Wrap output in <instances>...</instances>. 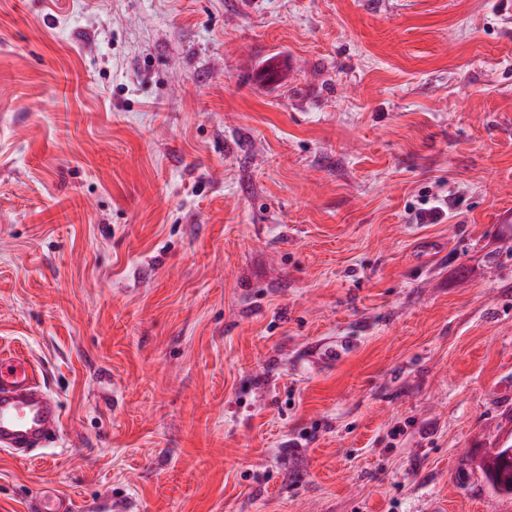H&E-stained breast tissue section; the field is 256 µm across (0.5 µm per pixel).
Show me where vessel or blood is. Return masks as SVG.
Instances as JSON below:
<instances>
[{
	"label": "vessel or blood",
	"instance_id": "b4317fda",
	"mask_svg": "<svg viewBox=\"0 0 512 512\" xmlns=\"http://www.w3.org/2000/svg\"><path fill=\"white\" fill-rule=\"evenodd\" d=\"M59 401L36 379L31 363L19 356H0V449L19 458L55 443L61 426ZM36 512H73L69 498L47 488Z\"/></svg>",
	"mask_w": 512,
	"mask_h": 512
}]
</instances>
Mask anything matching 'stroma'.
I'll use <instances>...</instances> for the list:
<instances>
[{
  "instance_id": "stroma-1",
  "label": "stroma",
  "mask_w": 512,
  "mask_h": 512,
  "mask_svg": "<svg viewBox=\"0 0 512 512\" xmlns=\"http://www.w3.org/2000/svg\"><path fill=\"white\" fill-rule=\"evenodd\" d=\"M505 210L512 0H0V512H512ZM60 402L37 380L31 363L0 356V449L19 458L55 443L61 426ZM481 470L495 493L512 494V442L485 456ZM36 512H72L73 506L69 498L62 493L45 488L40 492Z\"/></svg>"
}]
</instances>
